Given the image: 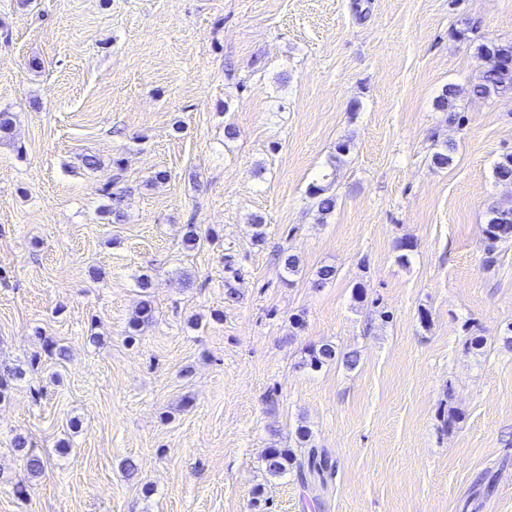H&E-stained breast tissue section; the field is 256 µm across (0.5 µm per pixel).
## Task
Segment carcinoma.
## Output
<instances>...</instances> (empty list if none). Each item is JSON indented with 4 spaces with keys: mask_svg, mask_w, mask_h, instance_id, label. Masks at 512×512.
Listing matches in <instances>:
<instances>
[{
    "mask_svg": "<svg viewBox=\"0 0 512 512\" xmlns=\"http://www.w3.org/2000/svg\"><path fill=\"white\" fill-rule=\"evenodd\" d=\"M479 75L470 86L468 93L475 98L509 102L512 100V43L510 44H481L477 49ZM459 90L454 85H448L436 100V109L445 115L448 123H458L461 116L454 111V101ZM124 168L121 162L115 163L112 171L103 183L100 191L109 200L114 220L120 221L125 216L124 202L128 188L121 186L124 181ZM494 178L498 181L512 180V153H506L493 168ZM329 175L322 176V181L309 186V196L314 200L318 213L323 217L330 216L336 209V196L330 193V185L326 184ZM512 243V207L493 206L489 210L487 224L483 228L484 261L491 265L498 261L499 249ZM153 287L150 280L141 282L140 288L145 291L144 298L139 302L130 317L126 329V338L133 340L144 327L151 324L155 316V308L148 290ZM360 361L356 350H342L335 345L325 342L312 344L306 348L300 365L312 371H319L325 366L341 364L348 370L355 369ZM27 441L22 437L15 438L14 448L21 453L24 460V470L30 477L40 475L44 468L42 459L26 450ZM266 473L272 477H280L293 472L298 482L306 487L311 477L323 476L332 472V465L324 452L312 448L308 459L297 461L296 455L290 448H267L263 454Z\"/></svg>",
    "mask_w": 512,
    "mask_h": 512,
    "instance_id": "cac0c4a2",
    "label": "carcinoma"
}]
</instances>
